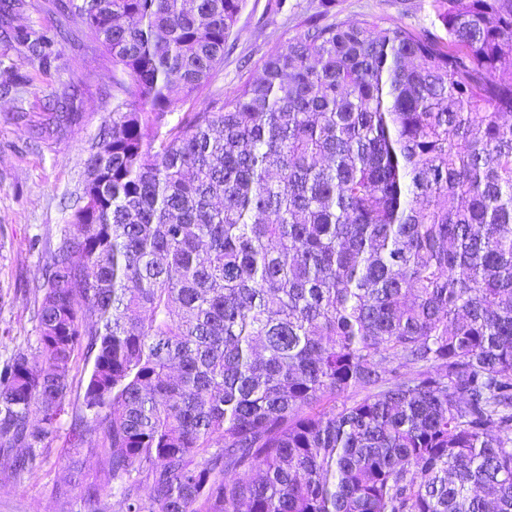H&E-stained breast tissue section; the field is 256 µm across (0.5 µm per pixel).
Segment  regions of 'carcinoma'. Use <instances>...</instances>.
<instances>
[{"instance_id": "obj_1", "label": "carcinoma", "mask_w": 512, "mask_h": 512, "mask_svg": "<svg viewBox=\"0 0 512 512\" xmlns=\"http://www.w3.org/2000/svg\"><path fill=\"white\" fill-rule=\"evenodd\" d=\"M242 2L47 0L17 33L101 48L112 119L39 355L0 367V456L40 469L81 352L103 479L65 512H512V0H432L441 35L311 16L171 123ZM24 6L16 9L10 20L11 29H23L35 38L38 34L49 31L54 25V17L45 9L46 0H23Z\"/></svg>"}]
</instances>
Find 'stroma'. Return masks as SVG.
Masks as SVG:
<instances>
[{
	"mask_svg": "<svg viewBox=\"0 0 512 512\" xmlns=\"http://www.w3.org/2000/svg\"><path fill=\"white\" fill-rule=\"evenodd\" d=\"M431 0H245L224 63L205 92L230 99L261 74L266 56L296 36L309 16L322 21L383 18L391 23L430 26ZM54 17L45 0H24L13 13L11 34L0 35V362L16 352L37 353L38 297L32 283L41 275L48 251L69 232V197L86 175L91 143L111 116L108 94L112 65L87 41L58 45L49 61L34 58L16 29L38 35L49 31ZM72 98L85 121L60 139L33 143L17 112L35 119L53 101ZM89 367L83 356L72 363V390L66 412L45 442L41 468L14 477L0 471V512H63L57 487L66 484L70 466L93 480L101 467L96 439L86 451L69 450L70 425L81 414Z\"/></svg>",
	"mask_w": 512,
	"mask_h": 512,
	"instance_id": "1",
	"label": "stroma"
}]
</instances>
